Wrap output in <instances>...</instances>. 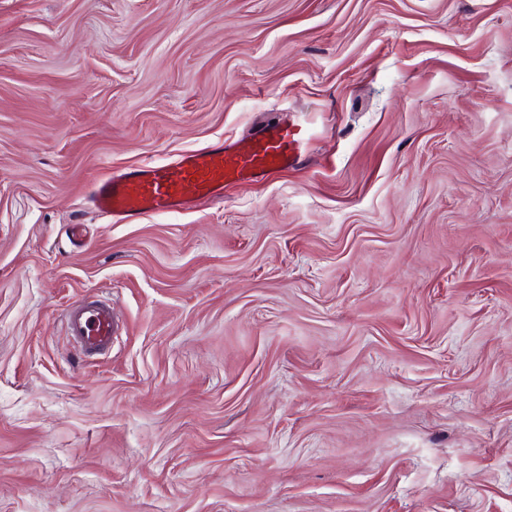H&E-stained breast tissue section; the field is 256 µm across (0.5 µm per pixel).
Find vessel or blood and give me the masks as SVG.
<instances>
[{
  "label": "vessel or blood",
  "mask_w": 512,
  "mask_h": 512,
  "mask_svg": "<svg viewBox=\"0 0 512 512\" xmlns=\"http://www.w3.org/2000/svg\"><path fill=\"white\" fill-rule=\"evenodd\" d=\"M308 127L293 119L263 125L252 137L205 150H187L176 159L148 164L93 184L89 202L106 216L127 220L142 214H166L197 197L218 198L232 179L265 177L303 164L311 146ZM66 332L85 353L112 345V306L94 301L72 308Z\"/></svg>",
  "instance_id": "vessel-or-blood-1"
}]
</instances>
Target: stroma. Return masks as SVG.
Segmentation results:
<instances>
[{
  "label": "stroma",
  "instance_id": "obj_1",
  "mask_svg": "<svg viewBox=\"0 0 512 512\" xmlns=\"http://www.w3.org/2000/svg\"><path fill=\"white\" fill-rule=\"evenodd\" d=\"M285 114L302 169L87 201ZM0 512H512V0H0ZM67 335L85 353L98 354L112 345V305L94 301L72 308L65 316Z\"/></svg>",
  "mask_w": 512,
  "mask_h": 512
}]
</instances>
